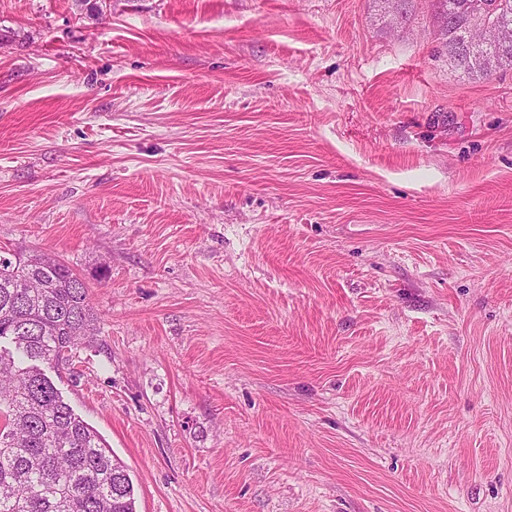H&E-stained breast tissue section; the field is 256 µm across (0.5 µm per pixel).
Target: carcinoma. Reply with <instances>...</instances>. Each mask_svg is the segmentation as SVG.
I'll use <instances>...</instances> for the list:
<instances>
[{
  "instance_id": "obj_1",
  "label": "carcinoma",
  "mask_w": 512,
  "mask_h": 512,
  "mask_svg": "<svg viewBox=\"0 0 512 512\" xmlns=\"http://www.w3.org/2000/svg\"><path fill=\"white\" fill-rule=\"evenodd\" d=\"M436 52L469 75L483 60L512 66V49L461 48L465 0H431ZM86 284L56 257L0 260V512H136L134 486L103 436L64 401L39 363L71 365L95 341Z\"/></svg>"
}]
</instances>
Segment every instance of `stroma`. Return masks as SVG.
Segmentation results:
<instances>
[{"mask_svg": "<svg viewBox=\"0 0 512 512\" xmlns=\"http://www.w3.org/2000/svg\"><path fill=\"white\" fill-rule=\"evenodd\" d=\"M413 5L0 0V250L136 512H512V69Z\"/></svg>", "mask_w": 512, "mask_h": 512, "instance_id": "obj_1", "label": "stroma"}]
</instances>
